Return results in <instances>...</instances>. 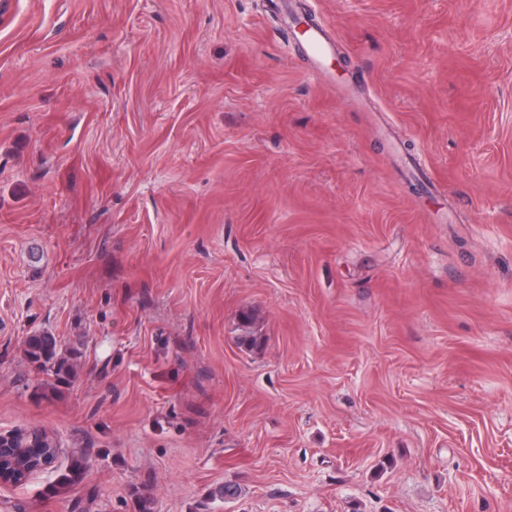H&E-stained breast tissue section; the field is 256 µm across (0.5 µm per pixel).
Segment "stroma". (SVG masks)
Listing matches in <instances>:
<instances>
[{
	"label": "stroma",
	"instance_id": "stroma-1",
	"mask_svg": "<svg viewBox=\"0 0 512 512\" xmlns=\"http://www.w3.org/2000/svg\"><path fill=\"white\" fill-rule=\"evenodd\" d=\"M27 427L57 459L0 512H512V0H12L0 434ZM334 47L332 36L321 28H311L304 41V50L314 61L331 55ZM24 346L27 361L37 373L46 376L45 382L51 390L55 383L65 382L74 375L73 366L62 355L56 336L47 332L33 333L27 336ZM86 470L85 457L83 455L73 457L68 468L58 476L53 485L54 492L61 495L70 492L73 487L83 481Z\"/></svg>",
	"mask_w": 512,
	"mask_h": 512
}]
</instances>
